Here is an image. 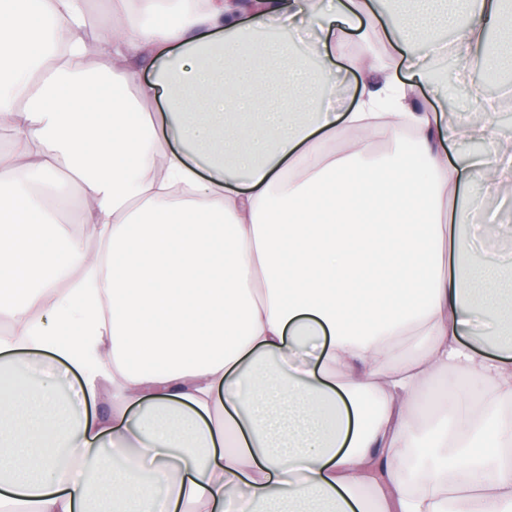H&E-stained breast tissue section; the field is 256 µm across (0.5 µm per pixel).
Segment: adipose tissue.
<instances>
[{
    "label": "adipose tissue",
    "mask_w": 512,
    "mask_h": 512,
    "mask_svg": "<svg viewBox=\"0 0 512 512\" xmlns=\"http://www.w3.org/2000/svg\"><path fill=\"white\" fill-rule=\"evenodd\" d=\"M418 2L406 77L348 55L362 90L338 112L336 50L372 39L373 0H111L95 68L83 0H0V361L79 376L0 386V512H92L103 491L114 512H512V314L471 219L474 181L512 184V145L417 103L419 36L445 26L495 111L480 76L506 58L484 35L507 0H465L463 23ZM463 142L487 150L449 160ZM71 191L99 250L59 220ZM409 335L426 342L398 358ZM451 371L479 393L429 414L443 463L408 479L422 395ZM107 384L90 415L77 395Z\"/></svg>",
    "instance_id": "obj_1"
}]
</instances>
